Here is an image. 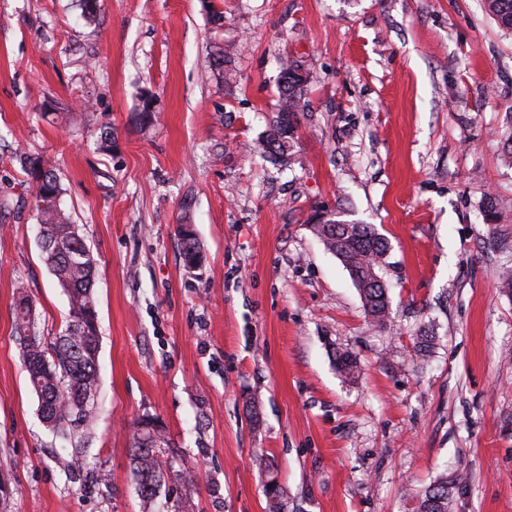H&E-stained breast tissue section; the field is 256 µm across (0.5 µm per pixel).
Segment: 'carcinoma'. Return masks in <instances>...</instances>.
Masks as SVG:
<instances>
[{"label":"carcinoma","mask_w":512,"mask_h":512,"mask_svg":"<svg viewBox=\"0 0 512 512\" xmlns=\"http://www.w3.org/2000/svg\"><path fill=\"white\" fill-rule=\"evenodd\" d=\"M485 3L499 25L512 30V0ZM280 77L275 116L270 129L254 146L262 157L278 163L285 152L294 148L302 95L308 82L288 59L281 61ZM20 164L36 200L39 245L67 296L69 317L64 333L52 344H46L35 324L27 287L21 281L16 286L13 317L28 381L39 400L41 419L54 436L71 440L88 432L99 411V326L94 296L97 263L79 225L71 221L66 211L58 174L38 156L24 154ZM308 224L326 250L357 272L361 282L358 290L368 319L376 327H386L390 305L377 269L388 256V240L371 224L343 219L334 224H316L312 217ZM177 236L186 266L200 268L202 255L193 225H177ZM167 445L166 430L158 417L146 414L136 420L132 463L138 491L146 500L157 496L164 479L158 452ZM457 483L458 479L443 476L425 488L420 494L418 512H449Z\"/></svg>","instance_id":"1"}]
</instances>
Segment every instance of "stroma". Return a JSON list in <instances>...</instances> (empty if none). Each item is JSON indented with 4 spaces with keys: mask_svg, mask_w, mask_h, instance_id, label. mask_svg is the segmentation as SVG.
<instances>
[{
    "mask_svg": "<svg viewBox=\"0 0 512 512\" xmlns=\"http://www.w3.org/2000/svg\"><path fill=\"white\" fill-rule=\"evenodd\" d=\"M223 9L218 26L201 0H99L88 22L74 0H0V512H268L271 479L281 512H414L443 475L460 479L449 512H512V295L498 283L512 265V32L484 0ZM286 56L313 80L284 166L251 146ZM23 154L56 168L97 260L89 466L52 439L23 368L16 282L47 341L69 312ZM490 198L504 251L489 245ZM324 205L387 238L388 329L311 233ZM180 224L197 230L200 271ZM423 330L435 341L420 358ZM145 414L169 440L150 504L132 466ZM177 236L186 266L189 269H199L202 263V255L193 225H177Z\"/></svg>",
    "mask_w": 512,
    "mask_h": 512,
    "instance_id": "stroma-1",
    "label": "stroma"
}]
</instances>
